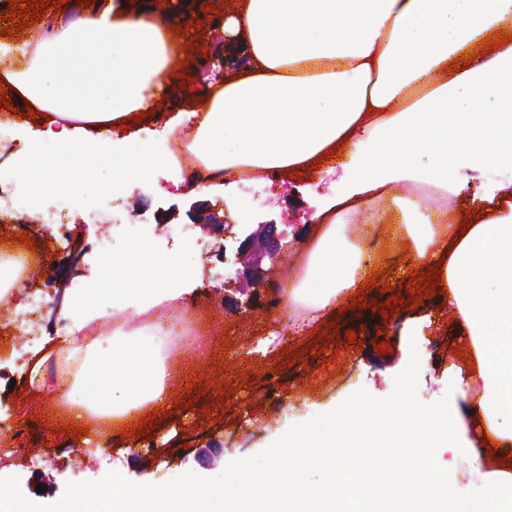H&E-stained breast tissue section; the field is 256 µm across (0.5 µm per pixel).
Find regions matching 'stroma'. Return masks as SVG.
I'll return each mask as SVG.
<instances>
[{
    "label": "stroma",
    "instance_id": "stroma-1",
    "mask_svg": "<svg viewBox=\"0 0 512 512\" xmlns=\"http://www.w3.org/2000/svg\"><path fill=\"white\" fill-rule=\"evenodd\" d=\"M174 22L188 34L186 49L187 74L191 81L186 86L188 94L201 92L208 81L232 74L238 61L245 54L236 49L224 33L223 26L212 25L202 18L194 0L179 7ZM10 109L16 112L18 123L11 137L0 142V175L12 179L17 152L24 144L38 138L37 120L25 117V103L10 100ZM156 189L146 193L137 184H130L123 192L134 224L129 233L120 239L115 254L131 251L134 246L147 245L157 258H165L166 242L154 231L157 223L168 216H175L179 223L192 222L191 212L196 202L206 204L209 212L223 220L228 229L224 238L225 255L200 259L193 247H184L183 258L203 260L204 273L215 286L216 298L230 296V303L223 306V318L218 326L227 337L256 343L258 339L277 335L279 342L267 361L276 370V390L252 376L248 363L232 361L226 376L203 374L202 368L208 354L196 342H186L173 350L175 366L190 365L197 372L195 378L199 397L183 393L171 416L154 420L146 438L152 441V451L122 452L120 447L98 453L85 449L83 440L68 442L58 434L57 422L39 428V443L49 445L50 452L27 468H20L19 457L0 446V485L9 496L0 500V512H24L37 484H44L45 498H68L77 512H92L94 505L105 503L108 490L102 485L105 475L112 471L113 460H121L128 480L178 483L201 475L217 486H224L225 496H235L234 488L225 487L224 469L239 457L254 460L259 467H268L270 459L281 456V449L270 442L282 429L299 433L305 426L317 423L328 406L340 412H353L363 396H370L378 406H390V397L401 389L398 374L405 367L416 372L414 392L421 400L447 401L456 407L459 399L447 394L448 371L465 342L455 312L448 307L443 294H436L419 301L417 308L400 304L398 310L382 316L372 311V303H385L386 297L379 288H372L361 303L349 309L335 310L328 318L336 333L327 337L321 328L290 333L293 323L291 313L267 308L268 289L253 290L243 287L237 278L235 259L236 244L233 240L241 229L257 230L259 225L271 222L282 233V248L277 256L278 267L301 268L318 226L312 216L322 194L339 183L338 174L317 169L285 182L245 184L225 188L223 197H231V206H224L223 197L216 195L181 194V180L166 164H158L149 176ZM512 183V174L489 169L483 173L461 172L457 193L451 202L455 207L456 221L466 219L475 211L477 196ZM256 298L258 307L248 315H240L235 305L247 298ZM430 316L432 327L424 328L421 335H412L421 316ZM357 335L355 343H348L347 331ZM340 344L338 357L325 351L326 340ZM223 386V406L210 412L209 435H200L192 427L188 414L190 401L205 405L210 387ZM43 399L40 407L27 408L31 396ZM52 388L31 391L28 376L18 373L13 365L0 364V402H6L13 411L17 428H25L28 418L46 419V401L57 398ZM233 434V445H225L226 434ZM82 450L81 469L71 470L72 447Z\"/></svg>",
    "mask_w": 512,
    "mask_h": 512
}]
</instances>
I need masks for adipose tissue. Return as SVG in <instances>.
Instances as JSON below:
<instances>
[{
  "mask_svg": "<svg viewBox=\"0 0 512 512\" xmlns=\"http://www.w3.org/2000/svg\"><path fill=\"white\" fill-rule=\"evenodd\" d=\"M169 6L143 0H95L77 18L37 35L33 52L0 39V83L40 115L53 154L23 153L14 174L35 195H81L93 181L112 190L148 176L154 159L139 150L132 114L148 109L165 82L185 70L184 33ZM512 29V0H237L224 19L250 58L247 69L213 84L196 108L172 123L188 137L194 165L280 176L325 162L351 145L344 188L315 214L319 234L288 302L314 326L365 286L372 270L366 240L346 217L356 206L391 197L399 219L383 249L407 248L416 260L443 264L448 305L466 331L472 359L455 369L458 388L480 387L467 412L420 401L402 370L396 418L322 416L329 434L304 429L288 443L287 463L256 470L240 458L225 470L238 493L189 479L130 482L113 462L106 512H512V474L487 476L478 507L448 481L446 461L476 448L512 454V191L479 198L486 216L457 239L448 214H423L410 198L453 193V175L512 170V42L491 59L453 71L460 55ZM373 148L358 150L361 139ZM194 271L166 263L112 261V288H94L81 311L91 335L69 334L50 351L65 362L76 423L133 428L169 403V313L186 305ZM122 312L97 326L101 303ZM270 484L274 497L254 496Z\"/></svg>",
  "mask_w": 512,
  "mask_h": 512,
  "instance_id": "1",
  "label": "adipose tissue"
}]
</instances>
